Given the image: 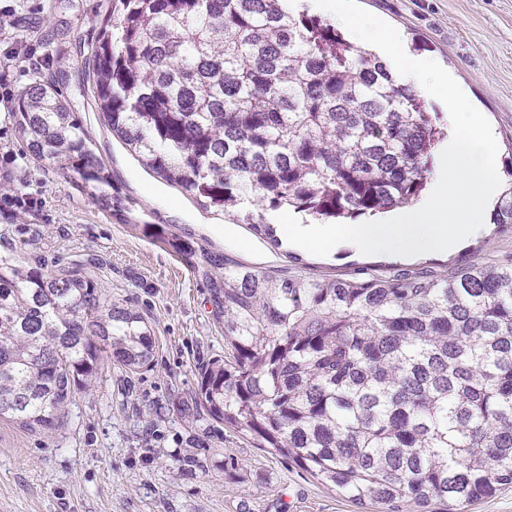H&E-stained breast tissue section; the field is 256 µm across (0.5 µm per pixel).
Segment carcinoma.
I'll use <instances>...</instances> for the list:
<instances>
[{
	"instance_id": "1",
	"label": "carcinoma",
	"mask_w": 512,
	"mask_h": 512,
	"mask_svg": "<svg viewBox=\"0 0 512 512\" xmlns=\"http://www.w3.org/2000/svg\"><path fill=\"white\" fill-rule=\"evenodd\" d=\"M88 82L143 166L203 206L249 199L321 218L416 200L439 131L376 54L282 0H122ZM9 120L31 155L107 179L53 84ZM494 223L512 224V190ZM206 282L229 357L198 368V402L258 448L380 512H465L512 488V256L432 278L274 275L172 236ZM144 317L84 274L0 254V420L59 425L104 358L151 365Z\"/></svg>"
}]
</instances>
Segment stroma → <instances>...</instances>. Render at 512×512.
I'll list each match as a JSON object with an SVG mask.
<instances>
[{"label":"stroma","instance_id":"35a3bbf8","mask_svg":"<svg viewBox=\"0 0 512 512\" xmlns=\"http://www.w3.org/2000/svg\"><path fill=\"white\" fill-rule=\"evenodd\" d=\"M0 0V29L36 48L51 79L89 134L106 181L86 187L34 159L11 123L0 122V187L22 185L31 204L0 202V251L49 270L78 269L104 300L139 311L156 339L152 365L134 376L102 361L64 409L61 424L34 433L0 422V512H377L319 484L249 437L208 419L196 401L197 369L223 354L205 283L158 228L267 272L312 277L428 271L512 254V232L487 224L475 248L444 254L320 257L272 247L251 224L274 211L244 204L223 212L144 168L113 135L87 81L85 61L106 10L120 0ZM401 33L413 53L433 58L488 119L497 171L512 184V0H358ZM238 459L235 477L226 456Z\"/></svg>","mask_w":512,"mask_h":512}]
</instances>
